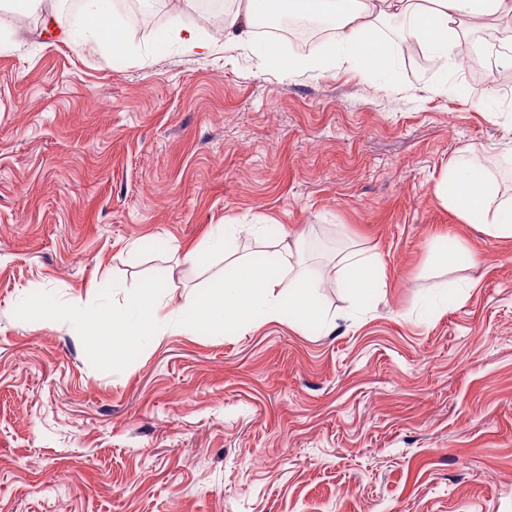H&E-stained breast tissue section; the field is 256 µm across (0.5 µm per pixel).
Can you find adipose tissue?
<instances>
[{
  "mask_svg": "<svg viewBox=\"0 0 512 512\" xmlns=\"http://www.w3.org/2000/svg\"><path fill=\"white\" fill-rule=\"evenodd\" d=\"M287 18L327 19L336 34L316 57L287 56L277 42L260 48L264 63L292 73L321 71L337 64H357L372 74L393 72L396 42L413 43L451 64L468 40L461 21L480 23L497 15L512 16V0H239L224 13V42H251L257 18L269 13ZM399 21L398 40L386 38L382 25ZM75 26L93 42L110 46L129 69L142 68L140 56L126 50L127 23L116 17L111 0H90ZM442 203L463 223L478 226L495 239H512V197H500L497 176L484 158L459 150L436 187ZM243 225L227 224L210 231L208 251L223 258L224 268L191 302L165 312L163 286L147 281L122 311L105 308L87 313L82 307L31 303L27 317L34 322L74 321L81 325L85 344L101 358L122 362L137 355L145 337L165 336L172 328L240 329L256 322L294 320L298 325L335 327L320 300V279L303 269L298 245L278 242L270 251L239 253ZM337 282L357 304L375 301L383 287L382 265L362 249L337 258Z\"/></svg>",
  "mask_w": 512,
  "mask_h": 512,
  "instance_id": "1",
  "label": "adipose tissue"
}]
</instances>
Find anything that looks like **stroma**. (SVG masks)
<instances>
[{"instance_id": "stroma-1", "label": "stroma", "mask_w": 512, "mask_h": 512, "mask_svg": "<svg viewBox=\"0 0 512 512\" xmlns=\"http://www.w3.org/2000/svg\"><path fill=\"white\" fill-rule=\"evenodd\" d=\"M178 19L194 5L129 28L137 70L43 40L38 14L0 32V512H512V239L434 193L459 150L512 143V83L485 98L426 51L388 80L293 74L203 24L212 53L157 47ZM221 224L367 249L381 295L322 288L328 333L173 331L120 364L25 317L36 297L123 308L169 269L177 308L212 274L185 252Z\"/></svg>"}]
</instances>
